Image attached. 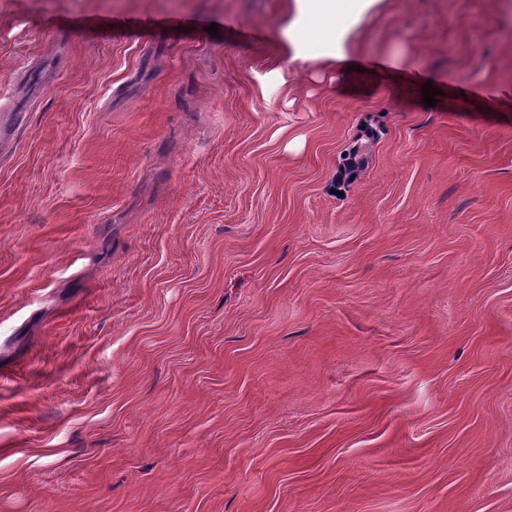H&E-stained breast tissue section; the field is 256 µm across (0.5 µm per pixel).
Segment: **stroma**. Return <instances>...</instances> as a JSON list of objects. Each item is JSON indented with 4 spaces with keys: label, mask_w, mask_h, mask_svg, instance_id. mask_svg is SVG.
Listing matches in <instances>:
<instances>
[{
    "label": "stroma",
    "mask_w": 512,
    "mask_h": 512,
    "mask_svg": "<svg viewBox=\"0 0 512 512\" xmlns=\"http://www.w3.org/2000/svg\"><path fill=\"white\" fill-rule=\"evenodd\" d=\"M291 17L0 0V512H512V0ZM379 0H293L294 16L287 28L280 32L293 58L307 60L321 56L344 60L348 53V40L367 19ZM314 17L333 20L324 28L313 44L305 37L309 21ZM336 18L340 24L336 26Z\"/></svg>",
    "instance_id": "stroma-1"
}]
</instances>
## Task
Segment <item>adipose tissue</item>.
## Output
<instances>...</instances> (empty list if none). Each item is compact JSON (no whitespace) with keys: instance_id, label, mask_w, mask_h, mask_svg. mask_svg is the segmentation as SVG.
I'll return each instance as SVG.
<instances>
[{"instance_id":"ef3b65f1","label":"adipose tissue","mask_w":512,"mask_h":512,"mask_svg":"<svg viewBox=\"0 0 512 512\" xmlns=\"http://www.w3.org/2000/svg\"><path fill=\"white\" fill-rule=\"evenodd\" d=\"M378 0H293L294 16L280 32L293 57L345 59L348 40Z\"/></svg>"}]
</instances>
